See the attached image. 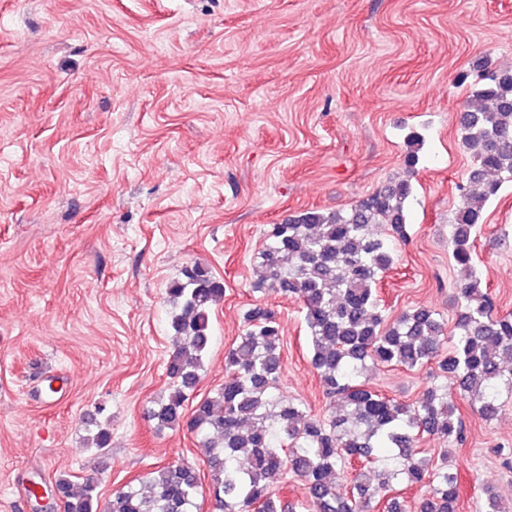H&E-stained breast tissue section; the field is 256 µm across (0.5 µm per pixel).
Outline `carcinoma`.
Wrapping results in <instances>:
<instances>
[{
    "instance_id": "carcinoma-1",
    "label": "carcinoma",
    "mask_w": 512,
    "mask_h": 512,
    "mask_svg": "<svg viewBox=\"0 0 512 512\" xmlns=\"http://www.w3.org/2000/svg\"><path fill=\"white\" fill-rule=\"evenodd\" d=\"M458 134L473 158L468 189L456 211L448 251L464 273L451 298L453 333L428 307L391 318L377 285L395 265L397 242L407 240L404 204L412 185H387L346 210H307L274 225L258 254L260 283L299 301L312 345L311 364L324 395L337 409L314 416L277 393L283 366L281 326L259 303L244 314V330L224 352V383L185 403L201 379L211 343L210 315L224 299V280L200 264L166 291L172 305L174 349L166 362L169 393L154 401L157 428H179L204 439L210 486L219 512H292L279 485L293 477L305 487L310 512H457L458 477L448 465L420 455L426 435L462 440L458 401L489 421L512 395V312L496 313L475 268V233L484 212L512 178V69L485 77L461 112ZM421 137L407 136V167L417 165ZM385 224L386 236L369 231ZM407 370L433 364L445 379L412 403L390 398L360 381L367 364ZM453 378L455 390L446 379ZM351 472L353 487L336 493ZM425 489L413 505L396 486ZM65 512H98V485L75 489L59 476ZM199 472L185 463L153 471L145 486L116 491L107 512H198ZM477 512H505L492 487L482 489Z\"/></svg>"
}]
</instances>
